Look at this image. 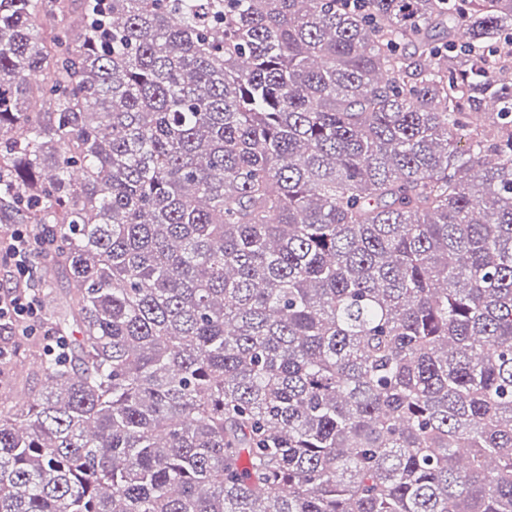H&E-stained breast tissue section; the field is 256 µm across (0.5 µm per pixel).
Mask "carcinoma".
<instances>
[{"label":"carcinoma","instance_id":"obj_1","mask_svg":"<svg viewBox=\"0 0 512 512\" xmlns=\"http://www.w3.org/2000/svg\"><path fill=\"white\" fill-rule=\"evenodd\" d=\"M70 2L0 0L76 300L0 512H512V0Z\"/></svg>","mask_w":512,"mask_h":512}]
</instances>
